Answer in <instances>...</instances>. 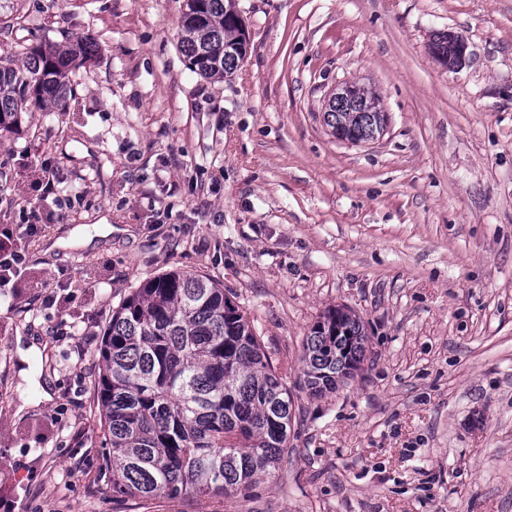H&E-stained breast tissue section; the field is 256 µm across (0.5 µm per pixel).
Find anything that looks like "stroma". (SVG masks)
<instances>
[{"mask_svg": "<svg viewBox=\"0 0 512 512\" xmlns=\"http://www.w3.org/2000/svg\"><path fill=\"white\" fill-rule=\"evenodd\" d=\"M185 0H0V61L88 36L65 111L0 133V504L11 512H512V0H238L250 51L217 82L179 44ZM468 58L430 54L436 31ZM384 134L337 141L333 88ZM58 175L52 195L43 167ZM206 276L294 398L253 499L112 498L97 347L141 282ZM370 336L335 392L300 386L331 306ZM430 52L446 68H455L466 58L468 44L459 34L448 31L439 33L430 44ZM368 92L365 86L348 82L338 86L329 95L325 106V121L333 128L331 133L337 141L350 144L371 141V138L365 141L349 140L345 133L358 140L366 139L374 132L380 134L377 112H382L385 124H388V115L382 102L369 97ZM336 126L345 133L336 129Z\"/></svg>", "mask_w": 512, "mask_h": 512, "instance_id": "stroma-1", "label": "stroma"}]
</instances>
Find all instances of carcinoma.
<instances>
[{
	"label": "carcinoma",
	"mask_w": 512,
	"mask_h": 512,
	"mask_svg": "<svg viewBox=\"0 0 512 512\" xmlns=\"http://www.w3.org/2000/svg\"><path fill=\"white\" fill-rule=\"evenodd\" d=\"M232 0H186L179 42L206 79L233 73L224 53L238 37ZM96 46L77 36L63 49L26 48L22 64L0 65V132L35 108L66 106L76 60ZM326 124L365 139L376 112H327ZM369 343L361 318L327 309L303 344V387L336 391L361 368ZM94 383L112 498L177 501L188 495L250 499L288 449L293 398L246 313L212 280L169 272L143 282L112 312L98 348Z\"/></svg>",
	"instance_id": "cac0c4a2"
}]
</instances>
